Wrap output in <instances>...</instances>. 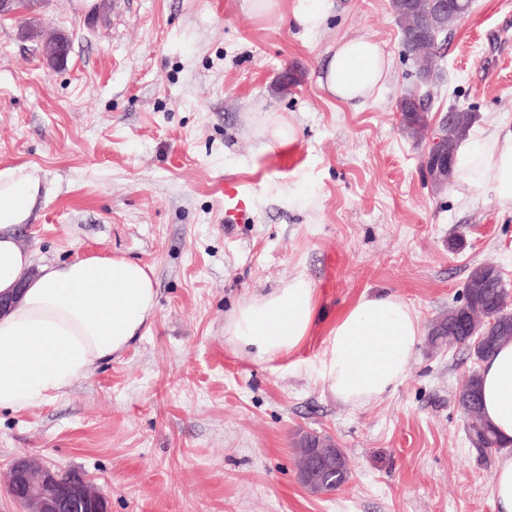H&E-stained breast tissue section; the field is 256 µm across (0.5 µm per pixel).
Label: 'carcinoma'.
<instances>
[{
  "mask_svg": "<svg viewBox=\"0 0 512 512\" xmlns=\"http://www.w3.org/2000/svg\"><path fill=\"white\" fill-rule=\"evenodd\" d=\"M403 45L412 59L419 63L417 78L424 86L430 81L431 68L426 65L431 52L440 49L439 38L459 21L456 14L442 19L432 16L427 0H414V9L403 12L394 6ZM402 124L412 133L428 125V103L413 93L400 105ZM475 122L468 110L457 111L448 127L450 151L466 137ZM464 303L448 310V315L431 330L430 341L435 346L445 342L473 349V356L482 363L504 343L512 341V293L502 282L499 268L490 263L481 269H471L464 283ZM455 401L465 416L468 441L480 444L479 451L498 447V437L482 414L480 369H473L455 392Z\"/></svg>",
  "mask_w": 512,
  "mask_h": 512,
  "instance_id": "1",
  "label": "carcinoma"
}]
</instances>
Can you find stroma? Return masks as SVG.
I'll use <instances>...</instances> for the list:
<instances>
[{
	"label": "stroma",
	"instance_id": "obj_1",
	"mask_svg": "<svg viewBox=\"0 0 512 512\" xmlns=\"http://www.w3.org/2000/svg\"><path fill=\"white\" fill-rule=\"evenodd\" d=\"M245 0H34L0 20V168L37 172L44 193L22 247L36 263L122 255L151 267L156 316L121 358L60 399L0 413V512L29 454L83 472L110 512H496L495 452L468 443L453 395L475 359L421 341L395 391L351 408L316 367L331 324L361 293L390 291L422 331L463 301L472 267L491 262L512 289V211L492 193L437 189L428 138L404 131L407 93L430 116L469 109L478 125L512 116V0H473L423 89L392 0H333L303 32ZM71 41L50 65L27 22ZM368 35L391 58L366 103L331 99L318 78L330 47ZM295 142L272 148L267 121ZM245 219L224 222L226 183ZM300 273L319 314L296 355L259 363L224 340L250 296ZM331 437L350 463L335 493L297 479L298 432Z\"/></svg>",
	"mask_w": 512,
	"mask_h": 512
}]
</instances>
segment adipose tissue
I'll use <instances>...</instances> for the list:
<instances>
[{
  "label": "adipose tissue",
  "instance_id": "adipose-tissue-1",
  "mask_svg": "<svg viewBox=\"0 0 512 512\" xmlns=\"http://www.w3.org/2000/svg\"><path fill=\"white\" fill-rule=\"evenodd\" d=\"M391 60L372 37L340 40L331 49L321 87L336 101L361 103L386 82ZM464 196L492 192L512 211V118L469 131L455 152ZM41 194V180L22 168L0 170V410L21 412L63 396L91 368L120 358L154 318L153 270L120 255L35 265L17 233ZM318 314V298L303 275L243 301L224 324V339L254 360L270 363L296 353ZM415 311L400 296L363 292L331 326L318 360L330 395L356 408L393 391L407 376L420 343ZM483 415L502 446L491 493L497 512H512V342L480 371Z\"/></svg>",
  "mask_w": 512,
  "mask_h": 512
}]
</instances>
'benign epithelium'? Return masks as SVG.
<instances>
[{
	"label": "benign epithelium",
	"mask_w": 512,
	"mask_h": 512,
	"mask_svg": "<svg viewBox=\"0 0 512 512\" xmlns=\"http://www.w3.org/2000/svg\"><path fill=\"white\" fill-rule=\"evenodd\" d=\"M67 42L63 35L52 37L44 44L43 55L49 61L61 58V49ZM424 167L429 179L448 182L453 173L448 140L433 139ZM308 448L310 451L298 470L301 484L308 491L318 487L325 495L335 492L336 448L316 442ZM7 491L21 512H109L107 498L89 484L84 474L54 470L26 455L14 460Z\"/></svg>",
	"instance_id": "benign-epithelium-1"
}]
</instances>
